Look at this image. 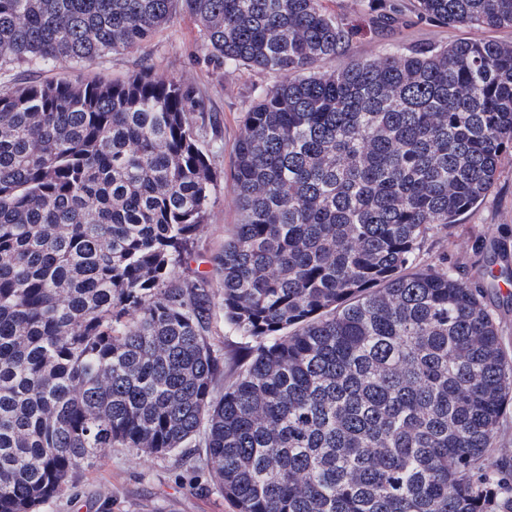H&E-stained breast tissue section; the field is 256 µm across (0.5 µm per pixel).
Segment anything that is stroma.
I'll use <instances>...</instances> for the list:
<instances>
[{"label":"stroma","mask_w":512,"mask_h":512,"mask_svg":"<svg viewBox=\"0 0 512 512\" xmlns=\"http://www.w3.org/2000/svg\"><path fill=\"white\" fill-rule=\"evenodd\" d=\"M332 14L340 15L354 36L347 50L330 61L335 70L358 61L419 44H451L464 39L512 43V28H476L445 25L418 19L414 0H403L398 24L388 34H377L358 0H322ZM203 33L197 21L176 15L154 38L140 47L107 54L92 64L61 62L49 67L17 68L8 75L13 83L65 78L112 80L135 75L143 69L166 80H177L202 97L207 106L201 146L215 172L206 224L195 242L197 265L207 272L213 301L212 334L224 347V380L237 376L246 352L241 339L224 323L222 274L213 259L238 219L230 168L235 140L255 90L274 83L273 75L250 70H228L207 60L200 51ZM512 265V156L505 158L494 188L478 209L460 216L457 224L432 233L425 242L419 264L423 267L457 265L469 279H477L489 259ZM112 512H234L215 489L208 475H193L189 465L176 458H153L130 448L102 451L94 468L85 471L69 495L49 503L45 512H102L104 501Z\"/></svg>","instance_id":"stroma-1"}]
</instances>
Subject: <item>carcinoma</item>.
<instances>
[{"label":"carcinoma","instance_id":"obj_1","mask_svg":"<svg viewBox=\"0 0 512 512\" xmlns=\"http://www.w3.org/2000/svg\"><path fill=\"white\" fill-rule=\"evenodd\" d=\"M416 2L512 27V0ZM179 12L206 57L278 76L245 112L218 256L248 362L216 391L208 274L178 278L214 180L203 102L148 69L0 88V512H43L104 448L197 437L235 512H512V353L483 302L512 271L418 267L512 154V44L336 71L352 29L321 0H0V73L137 48Z\"/></svg>","mask_w":512,"mask_h":512}]
</instances>
